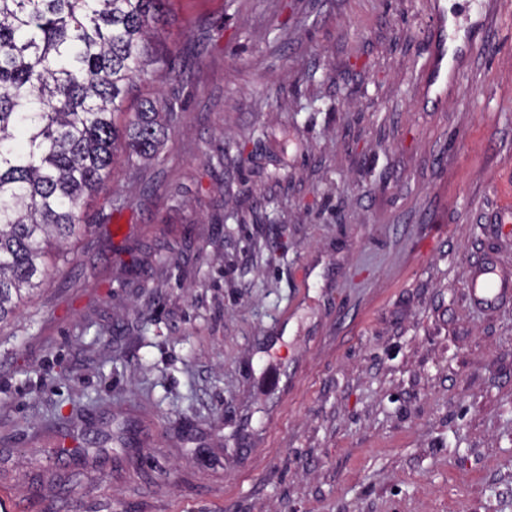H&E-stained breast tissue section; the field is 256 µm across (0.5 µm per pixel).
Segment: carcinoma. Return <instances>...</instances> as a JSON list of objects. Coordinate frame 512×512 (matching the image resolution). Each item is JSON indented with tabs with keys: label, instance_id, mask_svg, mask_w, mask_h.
<instances>
[{
	"label": "carcinoma",
	"instance_id": "carcinoma-1",
	"mask_svg": "<svg viewBox=\"0 0 512 512\" xmlns=\"http://www.w3.org/2000/svg\"><path fill=\"white\" fill-rule=\"evenodd\" d=\"M167 2L0 0V324L66 261L118 158L157 153L172 108L126 103L170 73Z\"/></svg>",
	"mask_w": 512,
	"mask_h": 512
}]
</instances>
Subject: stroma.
I'll use <instances>...</instances> for the list:
<instances>
[{"label": "stroma", "instance_id": "stroma-1", "mask_svg": "<svg viewBox=\"0 0 512 512\" xmlns=\"http://www.w3.org/2000/svg\"><path fill=\"white\" fill-rule=\"evenodd\" d=\"M439 2L170 0L157 154L0 326V512H512V0L433 107ZM467 279L473 296L479 302L493 305L511 301L510 274L501 273L494 267H478L467 271Z\"/></svg>", "mask_w": 512, "mask_h": 512}]
</instances>
